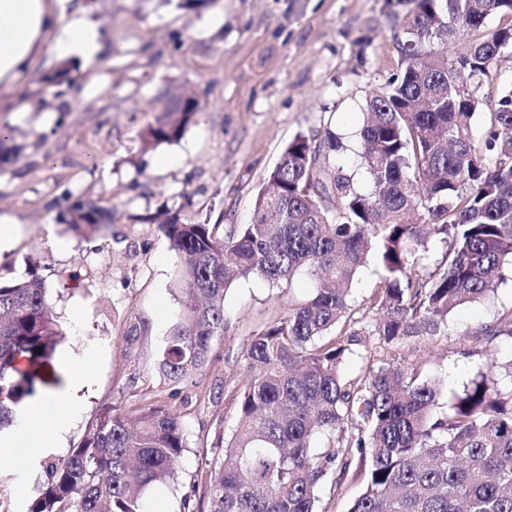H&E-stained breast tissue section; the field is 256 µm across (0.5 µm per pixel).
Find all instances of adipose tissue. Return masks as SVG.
Masks as SVG:
<instances>
[{"mask_svg": "<svg viewBox=\"0 0 512 512\" xmlns=\"http://www.w3.org/2000/svg\"><path fill=\"white\" fill-rule=\"evenodd\" d=\"M66 2L0 0V85H10L48 47L58 56H78L89 62L105 54L107 46L98 27L68 14ZM74 411V406H62L52 398L17 413L13 430L0 433V446L18 449L19 475H27L57 448Z\"/></svg>", "mask_w": 512, "mask_h": 512, "instance_id": "1", "label": "adipose tissue"}]
</instances>
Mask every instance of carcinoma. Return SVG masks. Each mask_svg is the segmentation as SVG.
I'll return each instance as SVG.
<instances>
[{"label":"carcinoma","instance_id":"carcinoma-1","mask_svg":"<svg viewBox=\"0 0 512 512\" xmlns=\"http://www.w3.org/2000/svg\"><path fill=\"white\" fill-rule=\"evenodd\" d=\"M394 23L395 70L365 100L351 141L298 134L258 190L249 224L163 223L181 260L177 320L157 369L179 382L205 371L224 337L227 290L259 278L309 297L243 339L248 380L231 390L236 427L214 444L215 464L196 475L207 512H318L323 483L362 489L348 512H512V389L496 370L442 403L444 382L399 355L448 344V315L486 298L512 263V83L500 87L480 140L481 89L512 51V0H384ZM497 19L488 27L490 17ZM468 40L453 59L452 39ZM61 62L42 83L64 91ZM163 109L142 130L150 147L196 123L198 98L164 89ZM360 148L367 184L330 156ZM83 234L112 224L90 197L67 205ZM441 260L420 265L429 235ZM376 263V299L356 305V273ZM492 353L512 339V308L474 332ZM64 338L35 274L0 283V429L36 394L20 370L48 361ZM360 373L343 372L352 356ZM320 436L326 443L313 444ZM187 448L179 417L147 403L104 408L62 459L44 460L45 481L27 512H147L144 492L175 478Z\"/></svg>","mask_w":512,"mask_h":512}]
</instances>
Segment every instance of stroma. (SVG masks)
Masks as SVG:
<instances>
[{"mask_svg":"<svg viewBox=\"0 0 512 512\" xmlns=\"http://www.w3.org/2000/svg\"><path fill=\"white\" fill-rule=\"evenodd\" d=\"M67 9L97 23L120 51L93 64L72 59L62 100L42 83L57 64L50 52L0 89V127L12 129L21 148L16 162L0 167V214L19 227L0 253V280L40 277L67 334L40 369L60 378L47 393L69 390L64 357L85 360L91 374V388L74 392L80 412L63 450L112 404L133 410L152 402L180 416L188 446L178 478L145 497L149 512H179L184 497L201 502L194 478L211 463L217 435L235 426L231 391L246 378L237 363L243 338L305 299L311 282L297 275L288 292L257 278L234 284L224 297L230 328L206 371L168 383L156 360L180 308V260L152 217L167 209L185 222L250 223L255 196L290 140L361 126L367 94L395 66L391 21L383 0H216L198 13L178 0H68ZM367 32L373 41L361 65L354 41ZM162 87L191 90L202 110L178 142L147 148L140 133L164 106ZM168 157L178 165H165ZM71 195L99 200L114 223L76 233L59 219ZM58 239L66 249L55 247ZM511 306L507 267L485 301L449 314L446 346L417 351L448 394L489 369L473 332Z\"/></svg>","mask_w":512,"mask_h":512,"instance_id":"obj_1","label":"stroma"}]
</instances>
